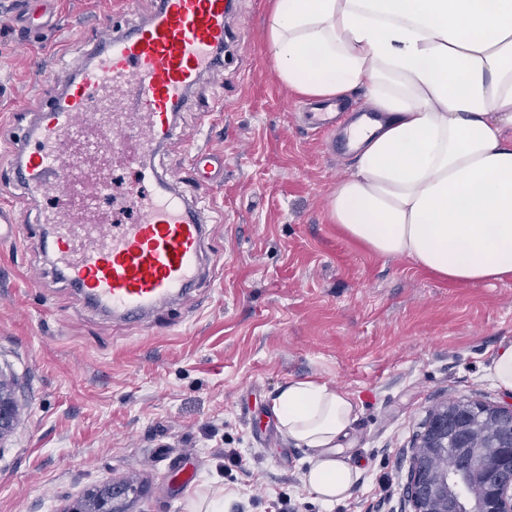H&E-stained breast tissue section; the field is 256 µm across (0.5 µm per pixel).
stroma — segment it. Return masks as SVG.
Here are the masks:
<instances>
[{
  "mask_svg": "<svg viewBox=\"0 0 512 512\" xmlns=\"http://www.w3.org/2000/svg\"><path fill=\"white\" fill-rule=\"evenodd\" d=\"M0 0V178L13 135L61 85L104 16L146 18L153 0ZM270 0H235L224 69L204 79L155 169L198 208L211 234L197 286L132 329L86 304L54 272L38 207L10 201L23 227L0 237V379L15 430L0 442V512H67L107 481L139 483L125 512H187L223 486L225 512H403L410 448L444 402L505 405L490 367L512 345V279L454 284L380 257L330 223L327 199L355 150L324 144L295 116L305 96L276 76ZM45 75L30 83L28 73ZM221 102L198 142L224 160L205 194L186 137ZM334 384L358 404L343 457L360 480L329 506L302 485L309 452L271 412L291 379ZM236 449L238 460L224 457ZM192 486L170 490L172 467Z\"/></svg>",
  "mask_w": 512,
  "mask_h": 512,
  "instance_id": "1",
  "label": "stroma"
}]
</instances>
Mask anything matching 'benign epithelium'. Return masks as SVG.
I'll return each mask as SVG.
<instances>
[{
    "label": "benign epithelium",
    "mask_w": 512,
    "mask_h": 512,
    "mask_svg": "<svg viewBox=\"0 0 512 512\" xmlns=\"http://www.w3.org/2000/svg\"><path fill=\"white\" fill-rule=\"evenodd\" d=\"M17 420L13 390L0 378V444ZM487 422L501 423L503 432L479 433ZM439 456H453L457 465L439 470ZM467 485L476 493L465 499ZM404 494L413 512H512V404L458 400L437 406L411 450ZM68 512H112V484L76 500Z\"/></svg>",
    "instance_id": "1"
}]
</instances>
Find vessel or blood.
<instances>
[{
	"instance_id": "1",
	"label": "vessel or blood",
	"mask_w": 512,
	"mask_h": 512,
	"mask_svg": "<svg viewBox=\"0 0 512 512\" xmlns=\"http://www.w3.org/2000/svg\"><path fill=\"white\" fill-rule=\"evenodd\" d=\"M155 3L140 22L99 25L88 50L71 62L66 84L24 127L11 163L12 181L31 196L60 195L64 168L133 143V181L123 201L135 213L132 222L119 224L63 201L42 215L56 274L133 329L200 277L209 228L150 160L171 139L188 94L223 68L229 15L228 0ZM305 119L315 131L336 130L329 103L311 105ZM79 139L85 149L70 153ZM215 161L206 149L189 150V167L207 193L216 186Z\"/></svg>"
}]
</instances>
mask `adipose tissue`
<instances>
[{
    "label": "adipose tissue",
    "instance_id": "ef3b65f1",
    "mask_svg": "<svg viewBox=\"0 0 512 512\" xmlns=\"http://www.w3.org/2000/svg\"><path fill=\"white\" fill-rule=\"evenodd\" d=\"M268 50L299 94L360 89L384 115L354 131L332 223L452 282L512 278V0H271ZM271 410L310 452L304 487L325 504L350 497L360 471L341 452L354 399L290 380Z\"/></svg>",
    "mask_w": 512,
    "mask_h": 512
}]
</instances>
